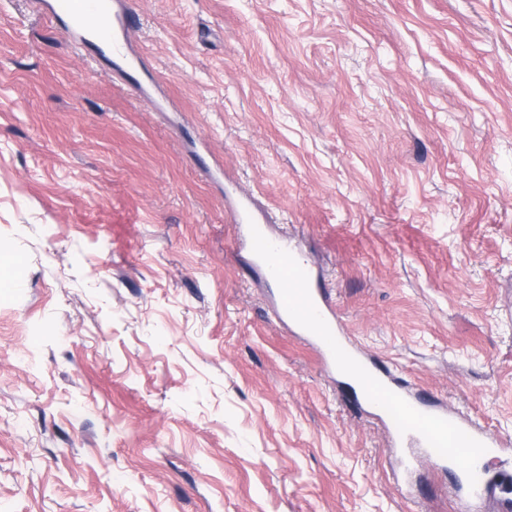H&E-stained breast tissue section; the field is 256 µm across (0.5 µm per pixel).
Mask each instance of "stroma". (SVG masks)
Segmentation results:
<instances>
[{"instance_id": "obj_1", "label": "stroma", "mask_w": 512, "mask_h": 512, "mask_svg": "<svg viewBox=\"0 0 512 512\" xmlns=\"http://www.w3.org/2000/svg\"><path fill=\"white\" fill-rule=\"evenodd\" d=\"M117 5L123 76L0 0V512H459L275 319L226 209L512 440V0Z\"/></svg>"}]
</instances>
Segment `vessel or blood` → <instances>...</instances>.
I'll return each instance as SVG.
<instances>
[{"label": "vessel or blood", "mask_w": 512, "mask_h": 512, "mask_svg": "<svg viewBox=\"0 0 512 512\" xmlns=\"http://www.w3.org/2000/svg\"><path fill=\"white\" fill-rule=\"evenodd\" d=\"M48 10L70 32L85 38L100 35L101 24L111 23L112 63L116 72H125L132 57L128 40L136 22L133 14L113 13L110 0H50ZM250 211L249 203L240 200L227 213L233 223L247 222L244 247L248 255L280 285L274 301L276 319L293 334L309 337L328 368H335L342 358L353 363L356 373L368 382L370 404L393 423L399 443H414L433 463L463 465L467 488L473 496H481L492 483H499L503 490L499 512H512V478L503 475L491 480L485 467L489 456L504 452V442L486 434L459 412L365 361L343 336L320 273L287 241L273 238L263 220L250 218Z\"/></svg>", "instance_id": "vessel-or-blood-1"}]
</instances>
